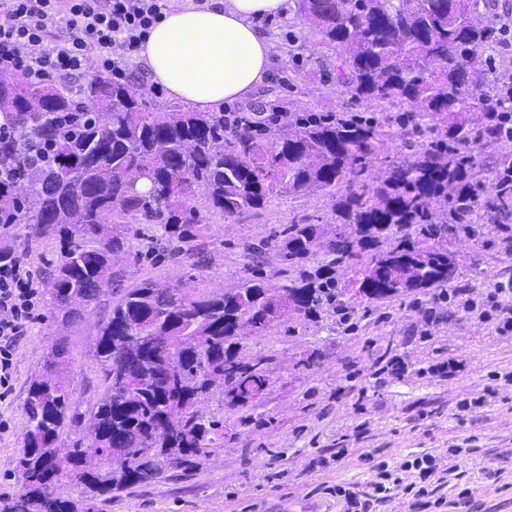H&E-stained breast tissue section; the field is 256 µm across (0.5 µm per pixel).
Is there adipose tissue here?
I'll return each mask as SVG.
<instances>
[{
  "instance_id": "adipose-tissue-1",
  "label": "adipose tissue",
  "mask_w": 512,
  "mask_h": 512,
  "mask_svg": "<svg viewBox=\"0 0 512 512\" xmlns=\"http://www.w3.org/2000/svg\"><path fill=\"white\" fill-rule=\"evenodd\" d=\"M287 9L288 0H210L202 8L168 0L138 56L170 98L218 112L264 83L271 43L255 21Z\"/></svg>"
}]
</instances>
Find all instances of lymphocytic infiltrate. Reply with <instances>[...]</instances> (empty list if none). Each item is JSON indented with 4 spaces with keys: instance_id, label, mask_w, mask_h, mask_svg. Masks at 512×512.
<instances>
[{
    "instance_id": "lymphocytic-infiltrate-1",
    "label": "lymphocytic infiltrate",
    "mask_w": 512,
    "mask_h": 512,
    "mask_svg": "<svg viewBox=\"0 0 512 512\" xmlns=\"http://www.w3.org/2000/svg\"><path fill=\"white\" fill-rule=\"evenodd\" d=\"M165 0H0V70L32 83L66 82L89 68L122 80ZM39 286L25 256L0 265V399L34 317Z\"/></svg>"
}]
</instances>
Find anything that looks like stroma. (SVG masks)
<instances>
[{
  "label": "stroma",
  "instance_id": "1",
  "mask_svg": "<svg viewBox=\"0 0 512 512\" xmlns=\"http://www.w3.org/2000/svg\"><path fill=\"white\" fill-rule=\"evenodd\" d=\"M259 24L275 45L269 75L253 96L225 104V111L260 106L265 119L281 112L289 121L358 111L336 82L339 49L322 44L297 7ZM296 215L330 219L331 200L321 193L286 194L256 213L212 215L202 266L183 256L152 264L118 257L122 277L111 295L67 325L53 319L49 295L41 293L38 317L16 347L13 390L0 400L6 425L0 431V495L21 487L26 386L53 342L68 346L69 377L80 412H87L105 388L94 344L127 288L146 279L197 294L235 288L248 262L246 245L260 243ZM25 232L24 225L14 226L9 242L47 283L59 252L52 241ZM489 239L485 247L464 237L449 241L460 290L455 298L364 300L365 314L350 331L325 311L315 323L290 314L248 334L244 353L267 359L270 378L251 422L225 409L219 391L202 396L203 415L224 422L223 446L195 470L166 467L152 484L126 490L95 512H285L291 504L297 512H348L337 486L365 488L381 463L411 481L418 477L411 461L427 454L444 461L452 448L463 464L439 493L452 503L468 486L474 497L470 508L452 505L447 512H512V332H499L481 316L487 293L512 282V250L498 230ZM465 398L472 404L464 411L459 402Z\"/></svg>",
  "mask_w": 512,
  "mask_h": 512
}]
</instances>
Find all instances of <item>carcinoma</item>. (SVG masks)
I'll return each mask as SVG.
<instances>
[{"label":"carcinoma","instance_id":"carcinoma-1","mask_svg":"<svg viewBox=\"0 0 512 512\" xmlns=\"http://www.w3.org/2000/svg\"><path fill=\"white\" fill-rule=\"evenodd\" d=\"M480 0H299L322 43L341 50L338 82L377 115H314L246 127L224 136V113L183 112L152 103L132 82L94 78L76 89L0 77V165L24 172L0 182V224L22 214L37 236L59 246L53 266L52 314L67 323L79 298L99 302L118 273L112 257L129 254L140 224L161 230L174 255L201 250L208 227L197 202L225 217L260 211L283 193L322 192L333 201L335 225L294 220L278 235L248 246L252 267L235 290L197 295L144 280L125 289L99 330L95 356L106 387L91 410L76 406L63 343L52 345L41 373L27 385L21 489L0 512H90L134 486L156 480L165 463L193 469L220 447L224 422L197 414L208 370L237 377L230 410L251 418L249 395L268 387L263 373L239 359L240 329L263 332L270 317V278L281 301L314 320L331 310L347 322L352 297L382 300L445 290L457 275L448 240L486 242V218L512 217V155L487 163L485 151L512 143V77L492 65L495 30L479 15ZM418 140L401 158L388 154L389 126ZM36 143L47 162L33 166ZM491 186H485V173ZM148 182L143 191L140 180ZM282 265L263 269L265 249ZM325 252L313 266L315 249ZM353 277L343 280L340 271ZM177 331L191 341L167 354L174 381L155 377L138 348L142 336ZM127 382L116 387L113 372ZM73 438L65 442L62 436ZM68 446L62 478L81 488L77 499L56 493L44 464ZM154 448L150 459L139 454Z\"/></svg>","mask_w":512,"mask_h":512}]
</instances>
